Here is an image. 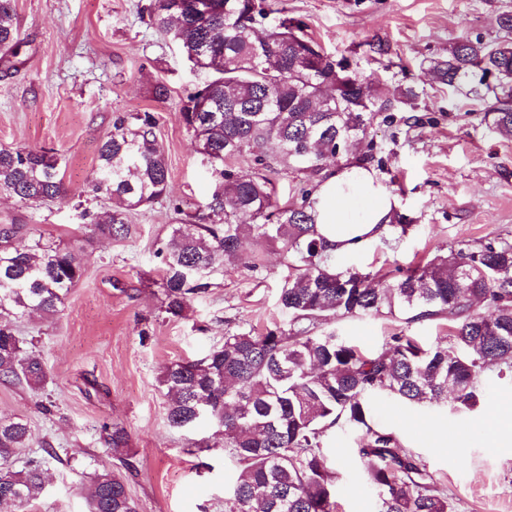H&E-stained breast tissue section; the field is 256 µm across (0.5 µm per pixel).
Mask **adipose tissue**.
<instances>
[{
	"mask_svg": "<svg viewBox=\"0 0 512 512\" xmlns=\"http://www.w3.org/2000/svg\"><path fill=\"white\" fill-rule=\"evenodd\" d=\"M311 203L318 232L340 261L365 254L385 233L396 207L377 173L356 164L318 180Z\"/></svg>",
	"mask_w": 512,
	"mask_h": 512,
	"instance_id": "ef3b65f1",
	"label": "adipose tissue"
}]
</instances>
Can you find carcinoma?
I'll return each instance as SVG.
<instances>
[{"label":"carcinoma","mask_w":512,"mask_h":512,"mask_svg":"<svg viewBox=\"0 0 512 512\" xmlns=\"http://www.w3.org/2000/svg\"><path fill=\"white\" fill-rule=\"evenodd\" d=\"M206 74L182 106L194 143L208 156L215 188L194 222L174 207L176 226L157 249L164 266L165 312L183 316L191 296L211 288L210 272L232 258L255 271L242 251L247 238L278 246L292 274L280 288L283 323L260 331H228L202 359L164 366L170 426L199 421L198 411L239 464L225 512H337L335 473L323 454L326 432L347 427L368 472L378 512H451L448 496L395 434L371 424V397L409 404H477L481 374L512 371V245L486 244L436 255L391 279L336 266L317 230L309 195L281 203L266 172L276 165L320 177L329 159L366 143L375 116L414 107V87L386 99L380 85L304 34L266 0H152L140 8ZM502 36L485 43L462 37L432 61L441 83L468 88L494 133L512 140V13L497 19ZM24 38L14 0H0V51L18 54ZM272 144L276 153L269 154ZM245 159L248 168L235 166ZM169 168L149 112L119 116L98 147L97 165L78 193L108 201L83 212L91 232L129 234L128 214L167 193ZM0 189L25 202L64 200L69 189L58 158L40 148H0ZM20 227H0V380L32 388L47 378L40 355L22 346L10 317L55 316L83 277L76 254L53 243L27 244ZM407 322L449 319L448 340L423 348L405 331L366 355L322 326L340 317L394 311ZM113 454L126 467L123 430L103 425ZM30 427L0 419V505L23 510L44 491V460L22 470L9 459L28 445ZM87 512H136L126 480L109 469L85 491Z\"/></svg>","instance_id":"cac0c4a2"}]
</instances>
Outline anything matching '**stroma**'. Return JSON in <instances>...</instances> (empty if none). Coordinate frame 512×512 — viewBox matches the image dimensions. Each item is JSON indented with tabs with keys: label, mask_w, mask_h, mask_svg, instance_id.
Instances as JSON below:
<instances>
[{
	"label": "stroma",
	"mask_w": 512,
	"mask_h": 512,
	"mask_svg": "<svg viewBox=\"0 0 512 512\" xmlns=\"http://www.w3.org/2000/svg\"><path fill=\"white\" fill-rule=\"evenodd\" d=\"M149 0H15L27 41L14 68L0 64V147L45 148L60 160L72 195L36 206L0 191V225H21L26 241L42 239L82 249L85 273L52 320L13 318L16 336L33 343L47 381L33 389L0 382V417L27 420L30 447L14 458L23 467L55 451L45 490L27 512H87L83 489L94 472L119 468L101 433L126 430L128 489L137 512H224L237 464L215 447L214 428L175 429L158 378L165 365L199 359L226 331L282 322L279 289L290 273L278 248L247 241L256 271L217 266L207 292L194 295L184 316L165 312L163 265L156 251L169 235L174 207L193 213L214 190L204 155L180 109L204 79L177 46L141 18ZM303 32L363 75L379 74L387 96L414 86L415 110L375 117L373 166L406 217L405 235H389L358 262L388 275L460 247L512 244V140L492 134L473 101L449 92L429 67L460 37L495 41L498 16L512 0H275ZM380 46L390 69L371 58ZM166 101L154 95L157 84ZM148 112L167 158L169 192L134 212L123 239L93 236L83 210L103 201L74 193L91 178L100 142L116 115ZM405 315L342 318L331 326L367 352L379 351L400 328L432 346L446 339V319L405 324ZM472 409L397 404L378 397L372 422L395 433L444 489L453 512H512V373L490 369ZM51 413H43L44 405ZM343 428L325 439L337 475L338 512H377L376 497ZM199 450H191V443Z\"/></svg>",
	"instance_id": "stroma-1"
}]
</instances>
